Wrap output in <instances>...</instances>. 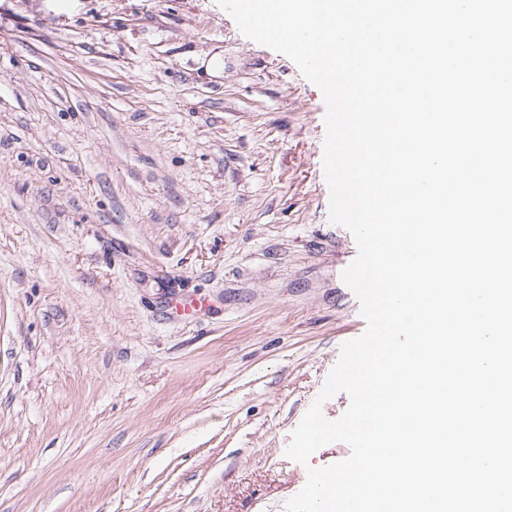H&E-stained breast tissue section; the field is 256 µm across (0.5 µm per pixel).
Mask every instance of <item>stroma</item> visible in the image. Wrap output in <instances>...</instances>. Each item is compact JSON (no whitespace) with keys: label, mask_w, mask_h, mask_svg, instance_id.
Masks as SVG:
<instances>
[{"label":"stroma","mask_w":512,"mask_h":512,"mask_svg":"<svg viewBox=\"0 0 512 512\" xmlns=\"http://www.w3.org/2000/svg\"><path fill=\"white\" fill-rule=\"evenodd\" d=\"M324 117L218 0H0V512H286L344 459L285 454L366 330Z\"/></svg>","instance_id":"35a3bbf8"}]
</instances>
